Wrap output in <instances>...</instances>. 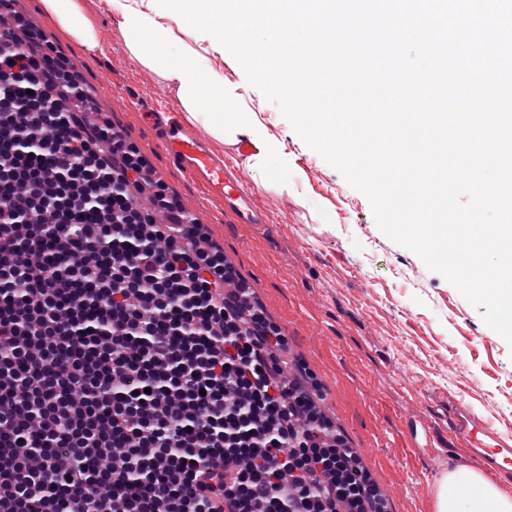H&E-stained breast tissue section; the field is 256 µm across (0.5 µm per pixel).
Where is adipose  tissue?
<instances>
[{"mask_svg":"<svg viewBox=\"0 0 512 512\" xmlns=\"http://www.w3.org/2000/svg\"><path fill=\"white\" fill-rule=\"evenodd\" d=\"M43 4L80 45L98 47L99 32L77 0H43ZM437 512H512V496L474 471L457 469L440 483Z\"/></svg>","mask_w":512,"mask_h":512,"instance_id":"obj_1","label":"adipose tissue"}]
</instances>
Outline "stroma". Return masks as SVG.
I'll list each match as a JSON object with an SVG mask.
<instances>
[{
  "label": "stroma",
  "instance_id": "stroma-1",
  "mask_svg": "<svg viewBox=\"0 0 512 512\" xmlns=\"http://www.w3.org/2000/svg\"><path fill=\"white\" fill-rule=\"evenodd\" d=\"M80 5L100 32L93 50L61 28L42 0H19L17 8L82 72L94 111L111 113L150 161L154 177L223 245L286 334L285 360L304 362L321 384L322 409L356 449L390 512H437L444 474L484 466L467 449L448 447L426 464L407 448L400 420L419 411L443 430L457 405L512 437V345L454 285L389 239L368 198L251 84L242 91L244 104L295 156L293 190L284 196L248 177L269 223H225L220 203L172 165L137 114L143 103L186 119L175 87L129 52L113 0Z\"/></svg>",
  "mask_w": 512,
  "mask_h": 512
}]
</instances>
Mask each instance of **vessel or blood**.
I'll return each mask as SVG.
<instances>
[{
    "label": "vessel or blood",
    "instance_id": "1",
    "mask_svg": "<svg viewBox=\"0 0 512 512\" xmlns=\"http://www.w3.org/2000/svg\"><path fill=\"white\" fill-rule=\"evenodd\" d=\"M142 121L149 125L166 156L184 175L200 184L212 198L224 206V219L230 224L263 225L268 210L246 186L244 180L224 163L223 155L213 151L209 136L197 127L143 109ZM412 451L434 447L436 436L428 422L408 415L402 423ZM448 444L457 448L478 449L483 459L496 470L512 464V447L491 432L472 414L455 412L448 421Z\"/></svg>",
    "mask_w": 512,
    "mask_h": 512
}]
</instances>
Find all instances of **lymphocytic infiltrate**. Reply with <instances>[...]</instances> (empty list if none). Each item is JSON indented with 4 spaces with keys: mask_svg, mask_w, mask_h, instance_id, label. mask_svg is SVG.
Returning <instances> with one entry per match:
<instances>
[{
    "mask_svg": "<svg viewBox=\"0 0 512 512\" xmlns=\"http://www.w3.org/2000/svg\"><path fill=\"white\" fill-rule=\"evenodd\" d=\"M0 0V512H385L288 344Z\"/></svg>",
    "mask_w": 512,
    "mask_h": 512,
    "instance_id": "lymphocytic-infiltrate-1",
    "label": "lymphocytic infiltrate"
}]
</instances>
